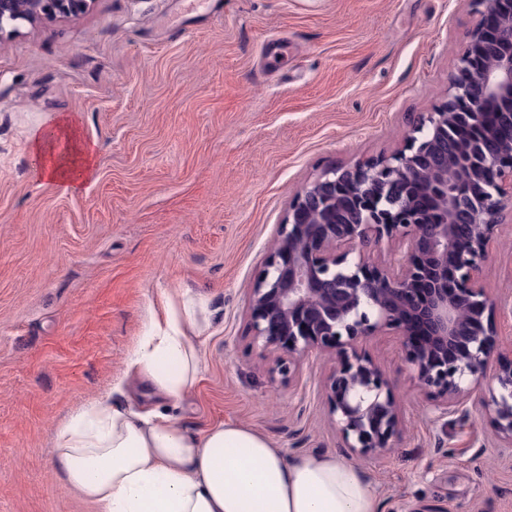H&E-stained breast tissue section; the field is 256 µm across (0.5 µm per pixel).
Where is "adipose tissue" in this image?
<instances>
[{
  "label": "adipose tissue",
  "mask_w": 512,
  "mask_h": 512,
  "mask_svg": "<svg viewBox=\"0 0 512 512\" xmlns=\"http://www.w3.org/2000/svg\"><path fill=\"white\" fill-rule=\"evenodd\" d=\"M43 178L64 189L92 175L95 154L64 119L30 139ZM193 307L166 299L126 367L146 388L176 398L199 373ZM55 462L66 484L100 512H378V493L359 467L337 454L286 458L265 435L236 423L202 433L175 416L139 413L102 397L57 430Z\"/></svg>",
  "instance_id": "ef3b65f1"
}]
</instances>
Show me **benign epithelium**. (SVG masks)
Returning a JSON list of instances; mask_svg holds the SVG:
<instances>
[{"label":"benign epithelium","instance_id":"7a95c632","mask_svg":"<svg viewBox=\"0 0 512 512\" xmlns=\"http://www.w3.org/2000/svg\"><path fill=\"white\" fill-rule=\"evenodd\" d=\"M96 0H0V43L22 22L88 12ZM447 100L388 156L326 167L290 203L249 298V326L284 377L312 354L348 455L375 459L400 407L360 340L393 336L439 416L488 379L495 437L512 447V359H503L482 269L512 198V0H483ZM403 251L378 261L383 245Z\"/></svg>","mask_w":512,"mask_h":512}]
</instances>
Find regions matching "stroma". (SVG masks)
Wrapping results in <instances>:
<instances>
[{
	"label": "stroma",
	"mask_w": 512,
	"mask_h": 512,
	"mask_svg": "<svg viewBox=\"0 0 512 512\" xmlns=\"http://www.w3.org/2000/svg\"><path fill=\"white\" fill-rule=\"evenodd\" d=\"M477 0H96L0 46V512H99L66 487L58 427L109 393L162 299L204 305L196 384L178 400L132 391L199 433L239 422L288 458L343 453L323 380H288L254 345L250 288L291 200L325 167L391 154L448 97ZM75 118L96 151L70 191L38 174L34 130ZM507 313L512 222L483 270ZM380 363L405 428L359 461L381 512H512V447L480 389L429 409L394 337L359 344Z\"/></svg>",
	"instance_id": "obj_1"
}]
</instances>
